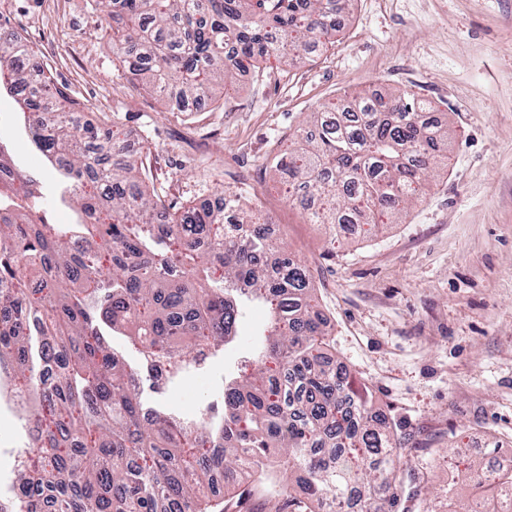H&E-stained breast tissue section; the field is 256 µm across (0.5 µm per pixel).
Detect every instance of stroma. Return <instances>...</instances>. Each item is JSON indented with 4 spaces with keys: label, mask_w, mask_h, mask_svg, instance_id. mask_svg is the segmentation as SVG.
I'll list each match as a JSON object with an SVG mask.
<instances>
[{
    "label": "stroma",
    "mask_w": 512,
    "mask_h": 512,
    "mask_svg": "<svg viewBox=\"0 0 512 512\" xmlns=\"http://www.w3.org/2000/svg\"><path fill=\"white\" fill-rule=\"evenodd\" d=\"M40 9L41 0H0V19L40 49V67L89 121L138 141L151 191L180 206L239 191L275 220L278 240L311 272L332 359L369 386L401 443L398 512H448L474 498L450 445L476 454L493 437L512 459V0H356L327 51L293 66L269 58L215 84L191 112L132 83L100 0H64L49 23ZM388 89L434 103L447 159L402 218L340 232L310 222L269 152L328 103ZM23 123L0 91V138L40 179L42 216L75 222ZM250 342L237 337L204 374L149 401L193 416L218 401Z\"/></svg>",
    "instance_id": "obj_1"
}]
</instances>
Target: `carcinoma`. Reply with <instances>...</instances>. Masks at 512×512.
I'll list each match as a JSON object with an SVG mask.
<instances>
[{
  "instance_id": "cac0c4a2",
  "label": "carcinoma",
  "mask_w": 512,
  "mask_h": 512,
  "mask_svg": "<svg viewBox=\"0 0 512 512\" xmlns=\"http://www.w3.org/2000/svg\"><path fill=\"white\" fill-rule=\"evenodd\" d=\"M112 51L156 94L210 95L219 79L271 56L290 64L325 50L354 0H102ZM28 45L0 22V87L20 90L25 127L79 198L74 224L39 216L36 182L0 141V374L10 371L37 422L39 451L17 468L0 512H226L204 475L234 483L288 469L302 512H394L403 456L368 387L330 366L326 324L313 310L309 269L257 217L258 205L177 207L150 193L144 162L112 159V128L62 122L47 78L20 63ZM343 100L312 130L273 149L287 197L319 224L374 223L417 198L448 144L414 92ZM224 268L215 281L211 269ZM264 301L271 331L224 379L220 420L193 421L141 404L134 378L171 376L240 335L244 303ZM138 349L127 366L105 330ZM461 449L464 477L512 512V467L487 474Z\"/></svg>"
}]
</instances>
